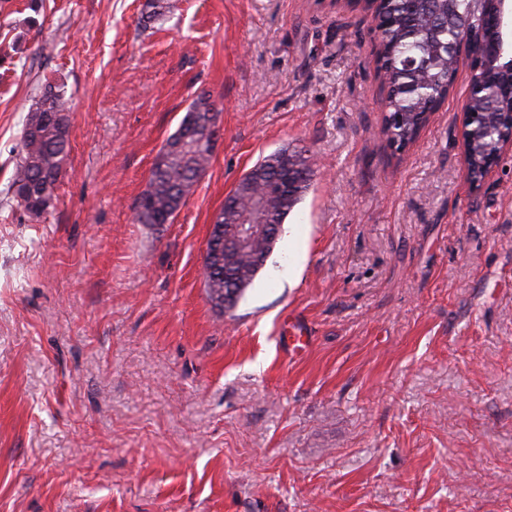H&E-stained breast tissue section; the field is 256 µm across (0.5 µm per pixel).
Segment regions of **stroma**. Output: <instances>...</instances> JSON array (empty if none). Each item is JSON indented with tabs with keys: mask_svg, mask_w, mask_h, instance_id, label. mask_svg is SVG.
<instances>
[{
	"mask_svg": "<svg viewBox=\"0 0 512 512\" xmlns=\"http://www.w3.org/2000/svg\"><path fill=\"white\" fill-rule=\"evenodd\" d=\"M145 3L0 0V512H512V153L470 188L469 69L396 153L360 0ZM48 80L70 152L36 217L9 185ZM202 92L211 165L139 223ZM284 148L311 186L214 307L213 218Z\"/></svg>",
	"mask_w": 512,
	"mask_h": 512,
	"instance_id": "35a3bbf8",
	"label": "stroma"
}]
</instances>
